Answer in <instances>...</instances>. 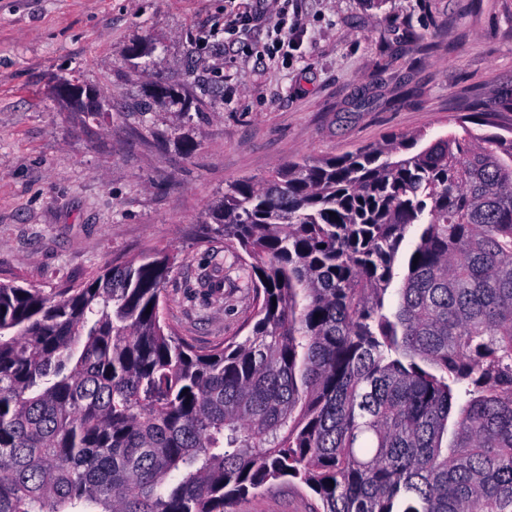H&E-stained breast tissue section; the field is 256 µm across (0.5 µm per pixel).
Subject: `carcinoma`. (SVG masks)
I'll list each match as a JSON object with an SVG mask.
<instances>
[{"mask_svg": "<svg viewBox=\"0 0 512 512\" xmlns=\"http://www.w3.org/2000/svg\"><path fill=\"white\" fill-rule=\"evenodd\" d=\"M302 158L224 188L243 339L167 328L175 258L46 295L0 282V512H232L298 480L322 512H512V137Z\"/></svg>", "mask_w": 512, "mask_h": 512, "instance_id": "carcinoma-1", "label": "carcinoma"}]
</instances>
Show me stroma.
<instances>
[{
  "label": "stroma",
  "instance_id": "1",
  "mask_svg": "<svg viewBox=\"0 0 512 512\" xmlns=\"http://www.w3.org/2000/svg\"><path fill=\"white\" fill-rule=\"evenodd\" d=\"M250 0H0V282L51 293L150 251L174 254L167 324L197 350L246 336L253 301L233 247L208 234L230 182L389 136L454 131L512 94V0H288L299 35L272 53ZM95 89L92 119L55 95ZM166 82L187 105L153 104ZM276 481L233 512H314Z\"/></svg>",
  "mask_w": 512,
  "mask_h": 512
}]
</instances>
